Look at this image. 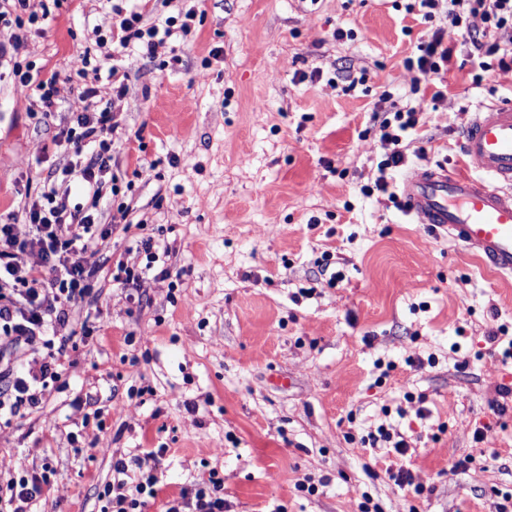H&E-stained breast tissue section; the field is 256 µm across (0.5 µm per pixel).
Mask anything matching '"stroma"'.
I'll return each mask as SVG.
<instances>
[{"label": "stroma", "mask_w": 512, "mask_h": 512, "mask_svg": "<svg viewBox=\"0 0 512 512\" xmlns=\"http://www.w3.org/2000/svg\"><path fill=\"white\" fill-rule=\"evenodd\" d=\"M111 0H30L37 29L11 53L57 72L33 113L0 66V223L75 163L51 150L83 104L75 68L111 24ZM147 22L194 12L154 57L115 49L127 93L101 96L112 133L111 224L128 209L171 252L168 278L123 285L147 260L115 228L95 288L75 307L70 363L40 408L0 422L16 475L47 472L34 512H108L116 459L163 450L145 512L217 471L230 512H498L512 495V278L432 234L387 195L366 197L392 106L422 103L403 181L422 165L468 172L458 132L480 106L512 103V70L445 75L438 101L403 65L425 24L404 0H148ZM346 38H336L337 30ZM365 82L347 91L351 79ZM404 440L368 444L378 429ZM481 439H474V432ZM470 458L468 470L457 462ZM401 464L422 497L389 480ZM314 485L315 493L301 491Z\"/></svg>", "instance_id": "1"}]
</instances>
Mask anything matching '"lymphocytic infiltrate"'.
<instances>
[{
  "label": "lymphocytic infiltrate",
  "instance_id": "obj_1",
  "mask_svg": "<svg viewBox=\"0 0 512 512\" xmlns=\"http://www.w3.org/2000/svg\"><path fill=\"white\" fill-rule=\"evenodd\" d=\"M405 10L426 22L440 13L446 20L445 26L420 41L405 60L418 80L450 72L463 63L483 72L512 69V0H407ZM112 12L117 21L109 29L110 40L121 48L133 46L143 56H153L158 27L146 24L144 13L127 11L117 4ZM476 17L482 20V29L471 26V19ZM12 74L26 97L44 113H51L57 72L36 78L16 64ZM76 74L82 81L79 97L84 107L76 114L74 126L63 129L53 145L57 151L77 156L90 150L91 157L81 169L69 166L64 170L68 176L80 175L88 205L70 209L59 203L60 186L49 178L39 199L24 205L22 223L0 224V342L17 350H33L40 344L47 350L42 358L9 361L0 367V379L8 381L7 388L0 391V416L16 414L23 405L37 407L41 402L39 384L57 376L68 361L66 348L54 347L46 334L68 327L72 306L100 275L97 257L112 234L111 228L98 226L95 212L109 184L113 116L110 109L101 106L100 90L88 77L106 75L113 95L119 98L127 93L125 77L118 67L101 69L86 56L81 58ZM420 113L416 106H397L392 118L381 123L379 140L384 154L375 180L360 186L363 196L381 193L397 200L388 173L403 165ZM127 469L125 460L113 464L118 479L111 488V512H143L147 498L157 495L151 477L127 489L120 479ZM228 508L224 480L213 472L195 488L184 489L168 500L166 512H227Z\"/></svg>",
  "mask_w": 512,
  "mask_h": 512
}]
</instances>
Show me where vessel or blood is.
Here are the masks:
<instances>
[{"label":"vessel or blood","instance_id":"obj_1","mask_svg":"<svg viewBox=\"0 0 512 512\" xmlns=\"http://www.w3.org/2000/svg\"><path fill=\"white\" fill-rule=\"evenodd\" d=\"M459 145L475 174L419 167L403 185L404 201L421 223L512 276V104L474 112Z\"/></svg>","mask_w":512,"mask_h":512}]
</instances>
